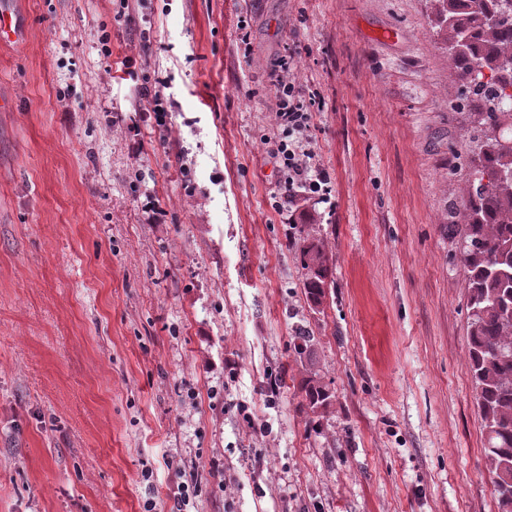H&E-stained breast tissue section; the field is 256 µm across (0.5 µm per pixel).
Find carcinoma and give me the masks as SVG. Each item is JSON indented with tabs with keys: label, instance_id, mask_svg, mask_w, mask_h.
I'll return each instance as SVG.
<instances>
[{
	"label": "carcinoma",
	"instance_id": "obj_1",
	"mask_svg": "<svg viewBox=\"0 0 512 512\" xmlns=\"http://www.w3.org/2000/svg\"><path fill=\"white\" fill-rule=\"evenodd\" d=\"M436 27L461 82L471 126L468 223L460 236L467 271L474 389L484 454L499 512H512V0H435ZM310 298L325 295L326 268L310 257Z\"/></svg>",
	"mask_w": 512,
	"mask_h": 512
}]
</instances>
